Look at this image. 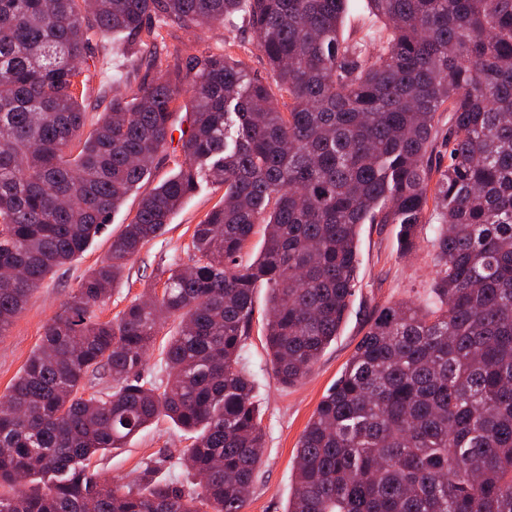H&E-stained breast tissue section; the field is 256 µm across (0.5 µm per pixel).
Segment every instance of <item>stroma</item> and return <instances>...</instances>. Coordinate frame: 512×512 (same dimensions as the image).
I'll list each match as a JSON object with an SVG mask.
<instances>
[{
	"instance_id": "1",
	"label": "stroma",
	"mask_w": 512,
	"mask_h": 512,
	"mask_svg": "<svg viewBox=\"0 0 512 512\" xmlns=\"http://www.w3.org/2000/svg\"><path fill=\"white\" fill-rule=\"evenodd\" d=\"M166 46L160 49V67L134 62L122 53L109 54L111 70L90 71L83 91L87 105L99 102L104 90L133 96L143 82L157 77L182 80V63L191 55L231 49L252 72L268 76L264 61L249 53L251 32L245 25L216 27L206 32L176 27L165 32ZM175 156L159 154L151 173L115 210L102 234L76 260L57 267L33 292L26 309L0 336V396L6 395L14 378L36 349L44 328L68 301L81 278L107 256L110 241L133 218L143 194L159 181L173 174ZM222 190L200 183L197 190L173 215L165 233L149 242L131 260L116 282L106 304L97 309L99 320L110 321L146 289L162 290L160 269L172 263L189 265L193 255L186 246L199 224L221 199ZM432 227L424 225L418 247L412 254H402L393 224L363 225L359 241L360 267L350 312L336 339L326 348L312 372L300 383L283 387L277 380L265 346L263 326L266 321L267 288L255 292L253 327L246 340L244 359L253 374L254 395L259 406L264 432V452L258 475L251 488L245 512H286L295 482L294 457L298 441L322 397L341 375L357 342L366 333L377 310L386 306L425 297L434 272ZM192 444L188 433L169 419H161L129 440L125 447L105 451L93 459L91 467L112 480H133L142 467L159 461L155 480L190 488L194 482L188 472L184 453Z\"/></svg>"
}]
</instances>
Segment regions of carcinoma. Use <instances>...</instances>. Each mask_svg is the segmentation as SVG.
<instances>
[{
	"label": "carcinoma",
	"instance_id": "cac0c4a2",
	"mask_svg": "<svg viewBox=\"0 0 512 512\" xmlns=\"http://www.w3.org/2000/svg\"><path fill=\"white\" fill-rule=\"evenodd\" d=\"M355 0H0V335L56 267L83 254L173 143L107 258L47 323L0 398V512H244L263 454L240 357L254 291L279 381L302 380L355 292L364 224L403 252L433 220L420 303L379 310L305 427L286 512H512V0H369L389 34L343 38ZM248 21L273 82L226 53L185 61V86L114 95L83 135L75 88L92 43L124 34L156 62L167 26ZM448 166L431 165L438 113ZM207 178L224 201L195 226V263L113 321L92 318L126 263ZM262 226L251 263L242 251ZM167 381L143 378L167 324ZM112 390L86 393L90 374ZM168 418L192 435L197 487L92 459Z\"/></svg>",
	"mask_w": 512,
	"mask_h": 512
}]
</instances>
